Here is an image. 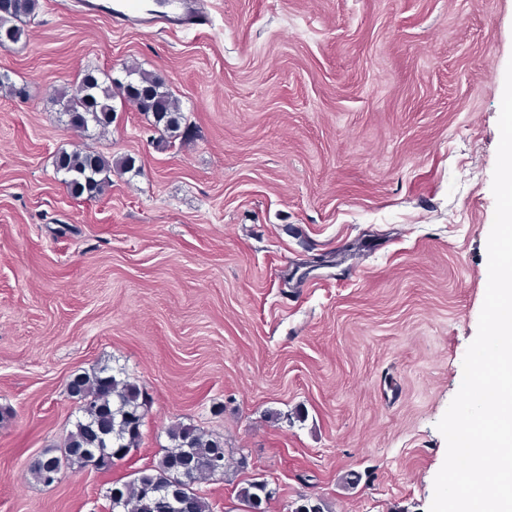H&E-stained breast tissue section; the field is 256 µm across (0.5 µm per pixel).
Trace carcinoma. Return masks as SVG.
Wrapping results in <instances>:
<instances>
[{"label":"carcinoma","instance_id":"obj_1","mask_svg":"<svg viewBox=\"0 0 512 512\" xmlns=\"http://www.w3.org/2000/svg\"><path fill=\"white\" fill-rule=\"evenodd\" d=\"M39 0H0V49L21 41L26 35L22 22L33 15ZM122 79L96 69L82 71L78 87L70 92L57 91L55 102L67 117L70 127L82 134L91 129L108 132L116 118L115 100L132 103L138 111L151 114L163 138L176 139L186 121L180 102L155 74L135 65L124 68ZM56 173L62 176L75 197L94 199L111 183V175L136 170V159L122 156L116 160L81 150L61 149L55 156ZM69 392L79 401L81 416L76 421L59 455L46 451L32 460L29 473L35 482L49 486V465L59 468L87 467L85 452L103 448L110 453L98 469H108L116 459L126 458L141 442L146 399L141 387L107 367L80 373L69 383ZM169 444L150 468L133 479L112 485L119 512H174L171 495L186 502L188 512H213L210 502L195 485L203 480L223 478L230 466L222 437L193 426L176 424L169 428ZM224 459V470L212 467L216 458ZM275 494L265 481H252L240 488L238 497L243 512H266Z\"/></svg>","mask_w":512,"mask_h":512}]
</instances>
